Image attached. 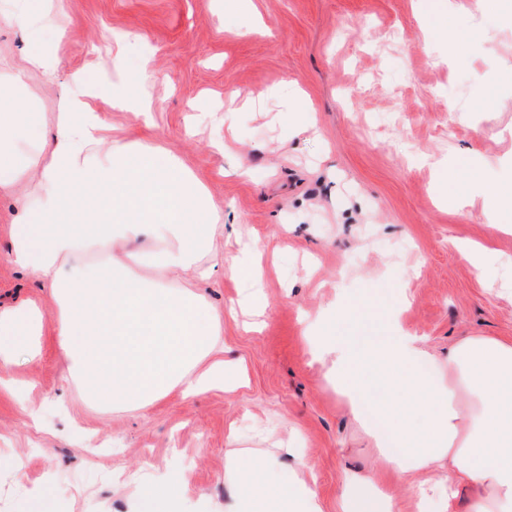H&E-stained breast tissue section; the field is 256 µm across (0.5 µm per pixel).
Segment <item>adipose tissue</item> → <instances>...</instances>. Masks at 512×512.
<instances>
[{
  "instance_id": "adipose-tissue-1",
  "label": "adipose tissue",
  "mask_w": 512,
  "mask_h": 512,
  "mask_svg": "<svg viewBox=\"0 0 512 512\" xmlns=\"http://www.w3.org/2000/svg\"><path fill=\"white\" fill-rule=\"evenodd\" d=\"M0 195L31 184L36 207L10 229V261L46 288L69 379L107 406L141 410L173 394L227 386L224 330L196 293L216 256L218 216L194 174L137 139L104 141L106 122L89 99L97 86L76 73L79 93L62 91L49 123L31 119L21 92L33 74L51 75L54 58L36 41L22 56L0 57ZM39 308L0 309V363L42 332ZM316 356L345 388L350 413L375 391L391 395L376 413L388 429L374 446L390 475L409 482L444 469L420 512H448L459 491L468 512H512V341L469 336L439 361L414 337L325 336ZM238 487L224 512H324L319 490L275 456L247 449L230 463ZM138 512L177 506L179 478L159 487L134 479ZM340 512H395L373 474L345 473Z\"/></svg>"
}]
</instances>
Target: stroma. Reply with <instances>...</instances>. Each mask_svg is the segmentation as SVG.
<instances>
[{"mask_svg": "<svg viewBox=\"0 0 512 512\" xmlns=\"http://www.w3.org/2000/svg\"><path fill=\"white\" fill-rule=\"evenodd\" d=\"M59 24L64 38L42 32L57 44L53 76L28 88L42 120L75 70L92 72L105 139L177 156L223 214L217 249L262 248L267 312L257 330L226 316L242 287L216 264L200 291L245 382L101 409L65 380L46 289L6 258L16 202L1 199L0 307L33 303L46 322L37 357L0 365L13 386L0 389V456L23 462L0 471V512H24L25 487L44 479L52 512H130L127 475L162 486L175 469L181 512H211L234 492L232 434L284 465L295 448L325 512H337L347 468L374 472L398 512H418L414 488L386 479L369 421L312 360L311 334L395 320L441 359L468 336L512 340V231L491 228L483 197L512 191V0L482 13L448 0H63ZM145 62L149 112L113 108L109 85L137 86ZM295 97L313 126L292 138ZM228 117L237 136L221 151ZM448 162L467 173L451 189L437 178ZM452 190L470 194L464 212L449 209ZM463 241L492 253L485 272Z\"/></svg>", "mask_w": 512, "mask_h": 512, "instance_id": "stroma-1", "label": "stroma"}]
</instances>
